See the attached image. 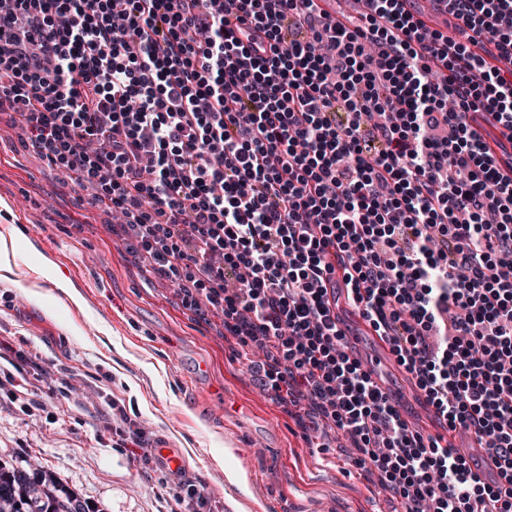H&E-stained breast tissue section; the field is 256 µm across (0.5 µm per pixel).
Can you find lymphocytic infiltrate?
<instances>
[{"mask_svg": "<svg viewBox=\"0 0 512 512\" xmlns=\"http://www.w3.org/2000/svg\"><path fill=\"white\" fill-rule=\"evenodd\" d=\"M362 2L356 25L317 0H0V109L405 512H512V174L471 125L512 143V71L470 50L512 59V0H445L464 46L425 38L408 0ZM340 283L493 480L410 432L350 357ZM9 364L26 417L76 388Z\"/></svg>", "mask_w": 512, "mask_h": 512, "instance_id": "obj_1", "label": "lymphocytic infiltrate"}]
</instances>
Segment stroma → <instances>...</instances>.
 I'll return each mask as SVG.
<instances>
[{
	"label": "stroma",
	"instance_id": "stroma-1",
	"mask_svg": "<svg viewBox=\"0 0 512 512\" xmlns=\"http://www.w3.org/2000/svg\"><path fill=\"white\" fill-rule=\"evenodd\" d=\"M93 193L32 149L20 113L0 112V233L16 235L14 272L0 278V337L51 374L84 377L59 399L53 424L22 420L0 393V466L35 480L55 474L85 512H175L169 470L101 431L108 406L86 403L99 391L118 397L156 441L183 449L189 477L214 491L211 512H403L376 475L354 465L341 429L288 414L253 380L219 320L198 321L149 260L126 253L91 206ZM47 259L81 305L55 307L56 286L35 275ZM33 283L42 303L24 292ZM230 472L244 473L245 486L227 485Z\"/></svg>",
	"mask_w": 512,
	"mask_h": 512
}]
</instances>
